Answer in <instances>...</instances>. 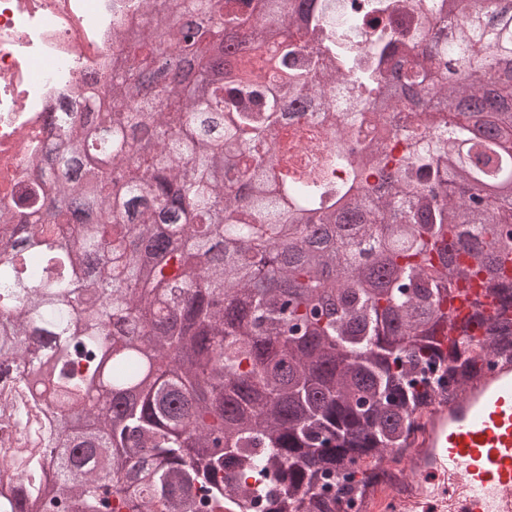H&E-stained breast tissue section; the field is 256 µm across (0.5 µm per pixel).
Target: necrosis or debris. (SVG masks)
Wrapping results in <instances>:
<instances>
[{"mask_svg": "<svg viewBox=\"0 0 512 512\" xmlns=\"http://www.w3.org/2000/svg\"><path fill=\"white\" fill-rule=\"evenodd\" d=\"M136 0H0V203L16 194L10 172L23 168L28 146L47 145L42 116L55 104L82 111L86 80L102 68L104 55L120 45L112 34L116 17ZM318 118L303 115L292 134L302 150L325 157L335 145L331 125L358 116L359 139L372 129L362 113L363 94L342 82L318 106Z\"/></svg>", "mask_w": 512, "mask_h": 512, "instance_id": "1", "label": "necrosis or debris"}]
</instances>
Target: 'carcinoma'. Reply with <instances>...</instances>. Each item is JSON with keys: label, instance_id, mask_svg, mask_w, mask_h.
Returning a JSON list of instances; mask_svg holds the SVG:
<instances>
[{"label": "carcinoma", "instance_id": "obj_1", "mask_svg": "<svg viewBox=\"0 0 512 512\" xmlns=\"http://www.w3.org/2000/svg\"><path fill=\"white\" fill-rule=\"evenodd\" d=\"M467 2L430 0L469 22L413 42L417 63L391 72L405 32L381 30L370 56L351 41L390 18L382 0L352 15L336 0H176L169 17L143 0L145 27L116 22V108L47 117L34 158L50 187L0 222V366L15 371L0 426L38 425L0 465V512L360 506L435 395L512 357V209L486 201L512 181V11ZM262 21L316 42L279 43L274 85L250 68ZM338 79L372 112L421 119L380 125L415 149L362 195L375 156L350 119L323 163L270 164L301 95ZM356 238L383 264L356 262ZM143 253L160 255L146 273ZM477 277L496 313L476 299L460 318L450 304Z\"/></svg>", "mask_w": 512, "mask_h": 512}]
</instances>
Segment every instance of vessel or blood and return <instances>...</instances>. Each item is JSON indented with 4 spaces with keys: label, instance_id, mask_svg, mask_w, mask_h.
<instances>
[{
    "label": "vessel or blood",
    "instance_id": "b4317fda",
    "mask_svg": "<svg viewBox=\"0 0 512 512\" xmlns=\"http://www.w3.org/2000/svg\"><path fill=\"white\" fill-rule=\"evenodd\" d=\"M417 422L415 458L392 465L365 512H512L511 360L434 398Z\"/></svg>",
    "mask_w": 512,
    "mask_h": 512
}]
</instances>
